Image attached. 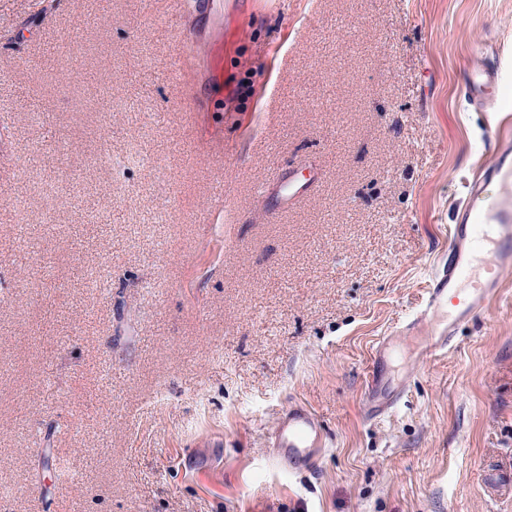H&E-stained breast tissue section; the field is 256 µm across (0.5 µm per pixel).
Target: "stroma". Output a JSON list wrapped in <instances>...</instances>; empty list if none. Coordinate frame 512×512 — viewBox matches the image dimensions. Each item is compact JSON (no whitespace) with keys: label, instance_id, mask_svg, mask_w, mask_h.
I'll return each instance as SVG.
<instances>
[{"label":"stroma","instance_id":"35a3bbf8","mask_svg":"<svg viewBox=\"0 0 512 512\" xmlns=\"http://www.w3.org/2000/svg\"><path fill=\"white\" fill-rule=\"evenodd\" d=\"M221 2L184 62L206 8L0 0V512H512V276L363 411L493 158L460 90L512 0ZM294 400L314 471L272 458ZM400 393L398 390L393 394H385L380 389V379L374 375L368 383L365 407L367 414L372 417H380L388 414L396 405Z\"/></svg>","mask_w":512,"mask_h":512}]
</instances>
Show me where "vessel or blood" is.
Segmentation results:
<instances>
[{"mask_svg":"<svg viewBox=\"0 0 512 512\" xmlns=\"http://www.w3.org/2000/svg\"><path fill=\"white\" fill-rule=\"evenodd\" d=\"M504 80L501 61L475 65L465 82L472 104L490 108ZM495 161L477 171L467 182L470 199L482 202L481 211H459L448 239V258L438 262L430 277L427 295L417 316L403 327V334L428 330L425 351L434 354L452 345L458 327L482 315L512 273V120L495 123ZM496 185L488 194V185ZM397 394L383 393L379 378L368 384L365 407L370 417L391 412ZM327 436L315 414L305 405L289 404L278 419L272 448L288 466L317 467Z\"/></svg>","mask_w":512,"mask_h":512,"instance_id":"1","label":"vessel or blood"}]
</instances>
